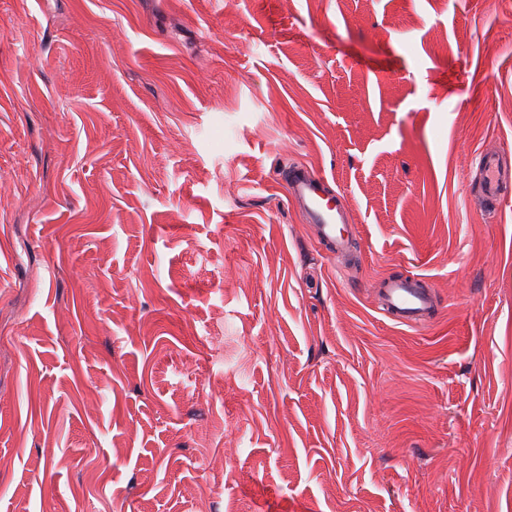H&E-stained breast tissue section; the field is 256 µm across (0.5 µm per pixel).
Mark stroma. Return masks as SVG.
Instances as JSON below:
<instances>
[{
	"label": "stroma",
	"instance_id": "1",
	"mask_svg": "<svg viewBox=\"0 0 512 512\" xmlns=\"http://www.w3.org/2000/svg\"><path fill=\"white\" fill-rule=\"evenodd\" d=\"M489 150L512 0H0V512H512ZM279 176L290 198L305 213L312 235L331 258L344 263L349 243L342 230L349 223L348 211L331 193L326 178L306 166L287 167ZM414 274L388 276L377 283V298L394 321L417 326L428 323L436 312L434 290Z\"/></svg>",
	"mask_w": 512,
	"mask_h": 512
}]
</instances>
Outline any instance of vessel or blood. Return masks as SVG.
<instances>
[{"mask_svg": "<svg viewBox=\"0 0 512 512\" xmlns=\"http://www.w3.org/2000/svg\"><path fill=\"white\" fill-rule=\"evenodd\" d=\"M481 190L487 202L503 194L507 172L498 153L480 154L477 160ZM280 178L288 187L290 198L303 210L312 235L336 260H343L348 241L342 230L349 222L348 212L332 194L326 178L305 166L283 169ZM377 298L394 321L417 326L428 323L436 312L434 290L414 274L388 276L377 283Z\"/></svg>", "mask_w": 512, "mask_h": 512, "instance_id": "vessel-or-blood-1", "label": "vessel or blood"}]
</instances>
